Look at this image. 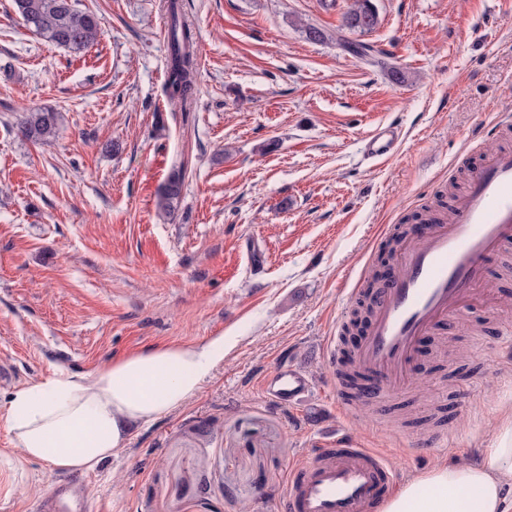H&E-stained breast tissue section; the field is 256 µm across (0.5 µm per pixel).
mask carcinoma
Returning <instances> with one entry per match:
<instances>
[{
  "label": "carcinoma",
  "mask_w": 512,
  "mask_h": 512,
  "mask_svg": "<svg viewBox=\"0 0 512 512\" xmlns=\"http://www.w3.org/2000/svg\"><path fill=\"white\" fill-rule=\"evenodd\" d=\"M16 13L32 32L70 52L80 53L102 35L100 18L87 9L78 8L77 0H13ZM169 67L165 91L173 100L186 102L196 90L197 55L195 34L180 17L178 0H168ZM378 24V14L371 0H352L344 15V26L352 31L368 32ZM59 113L37 108L25 113L16 123L22 137L47 141L56 134ZM185 179L183 167L170 172L163 188V203L173 210Z\"/></svg>",
  "instance_id": "obj_1"
}]
</instances>
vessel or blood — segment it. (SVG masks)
Instances as JSON below:
<instances>
[{"label": "vessel or blood", "mask_w": 512, "mask_h": 512, "mask_svg": "<svg viewBox=\"0 0 512 512\" xmlns=\"http://www.w3.org/2000/svg\"><path fill=\"white\" fill-rule=\"evenodd\" d=\"M399 141L396 124L379 126L367 135L366 150L385 158ZM509 243L512 151L488 150L449 215L432 217L426 232L405 238L395 251L396 276L377 297L367 334L351 355L353 367L378 391L401 389L416 370L420 339L461 310ZM309 389L306 374L296 368L274 369L261 385L268 401L285 406ZM397 480L383 452L329 439L291 469L286 505L288 512H370Z\"/></svg>", "instance_id": "b4317fda"}]
</instances>
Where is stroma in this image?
Wrapping results in <instances>:
<instances>
[{"label": "stroma", "instance_id": "stroma-1", "mask_svg": "<svg viewBox=\"0 0 512 512\" xmlns=\"http://www.w3.org/2000/svg\"><path fill=\"white\" fill-rule=\"evenodd\" d=\"M165 2L80 0L103 35L71 53L0 0V404L149 347L220 336L224 359L86 474L18 462L0 421V512H43L63 481L83 512H287L291 467L329 438L385 452L404 480L490 448L512 407V244L421 345L419 375L356 419L336 411L324 353L352 285L379 268L376 243L464 193L477 131L512 110V0H372L365 33L343 27L351 0H179L197 50L185 104L164 91ZM346 39L385 50L386 68ZM36 107L60 114L44 143L13 128ZM382 123L404 139L376 162L364 140ZM180 164L169 215L160 194ZM280 365L310 380L292 408L260 391ZM448 429L455 450L433 451Z\"/></svg>", "mask_w": 512, "mask_h": 512}]
</instances>
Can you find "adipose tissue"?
Returning a JSON list of instances; mask_svg holds the SVG:
<instances>
[{
    "mask_svg": "<svg viewBox=\"0 0 512 512\" xmlns=\"http://www.w3.org/2000/svg\"><path fill=\"white\" fill-rule=\"evenodd\" d=\"M224 358V340L154 347L100 368L92 377L51 374L15 389L0 410L24 461L87 473L122 452L128 428L183 406ZM512 483V408L492 448L477 461L442 462L383 499L378 512H505Z\"/></svg>",
    "mask_w": 512,
    "mask_h": 512,
    "instance_id": "obj_1",
    "label": "adipose tissue"
}]
</instances>
